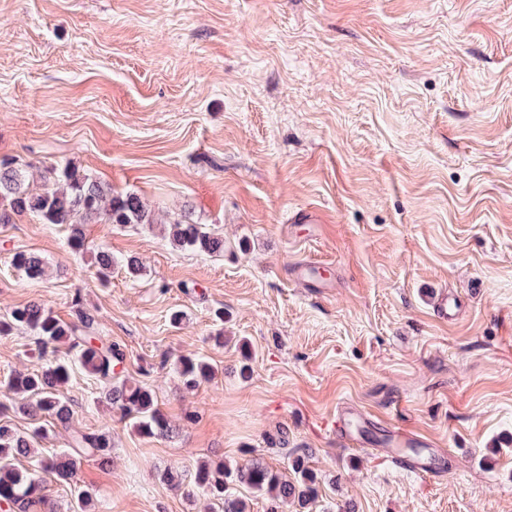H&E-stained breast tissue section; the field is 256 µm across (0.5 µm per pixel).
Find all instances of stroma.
Wrapping results in <instances>:
<instances>
[{
	"label": "stroma",
	"mask_w": 512,
	"mask_h": 512,
	"mask_svg": "<svg viewBox=\"0 0 512 512\" xmlns=\"http://www.w3.org/2000/svg\"><path fill=\"white\" fill-rule=\"evenodd\" d=\"M3 158L36 189L73 162L224 239L89 224L75 252L64 227L0 224V317L90 311L175 428L139 435L73 370V427L110 431L112 459L51 485L56 512L78 487L108 512H206L201 462L298 455L312 512H512V0H0ZM101 247L142 275L101 283ZM298 262L331 287L295 283ZM194 355L214 376L188 390ZM39 363L32 333L0 335V381ZM346 405L433 439L442 472L339 443ZM12 264L31 279L40 278L45 274L43 260L39 256L25 251L15 252L12 256Z\"/></svg>",
	"instance_id": "stroma-1"
}]
</instances>
